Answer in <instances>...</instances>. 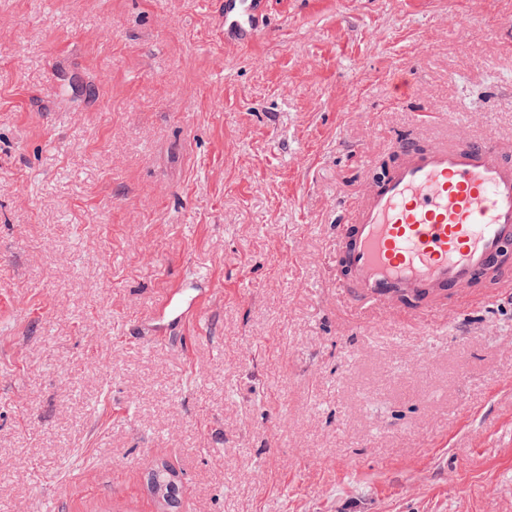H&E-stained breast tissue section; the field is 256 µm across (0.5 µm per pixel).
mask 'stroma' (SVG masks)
<instances>
[{
    "instance_id": "35a3bbf8",
    "label": "stroma",
    "mask_w": 512,
    "mask_h": 512,
    "mask_svg": "<svg viewBox=\"0 0 512 512\" xmlns=\"http://www.w3.org/2000/svg\"><path fill=\"white\" fill-rule=\"evenodd\" d=\"M0 0V512H512V293L338 303L402 136L512 154V0ZM187 286L188 327L151 321ZM267 0H224V42L249 45L266 31Z\"/></svg>"
}]
</instances>
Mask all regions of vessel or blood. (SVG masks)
Returning a JSON list of instances; mask_svg holds the SVG:
<instances>
[{
    "mask_svg": "<svg viewBox=\"0 0 512 512\" xmlns=\"http://www.w3.org/2000/svg\"><path fill=\"white\" fill-rule=\"evenodd\" d=\"M267 0H224V42L266 31ZM393 163L336 226L341 291L360 310L417 321L490 302L489 275L512 245V157L455 130L434 143L400 139ZM196 294L165 290L154 303L167 324L186 322Z\"/></svg>",
    "mask_w": 512,
    "mask_h": 512,
    "instance_id": "b4317fda",
    "label": "vessel or blood"
}]
</instances>
